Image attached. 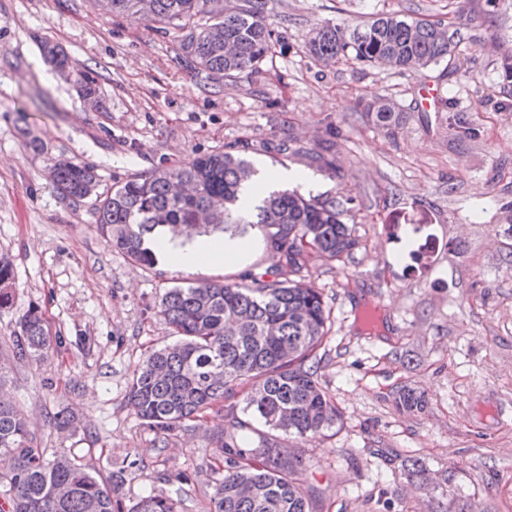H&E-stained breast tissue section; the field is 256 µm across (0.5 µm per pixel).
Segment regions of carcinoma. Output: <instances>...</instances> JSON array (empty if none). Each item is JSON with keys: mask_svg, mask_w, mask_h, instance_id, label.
<instances>
[{"mask_svg": "<svg viewBox=\"0 0 512 512\" xmlns=\"http://www.w3.org/2000/svg\"><path fill=\"white\" fill-rule=\"evenodd\" d=\"M106 16L165 24L180 32V48L195 66L215 77L252 74L268 58L274 30L268 0H244L228 9L224 0H93ZM442 21L390 13L352 30L326 23L308 41L310 54L330 64L340 59L400 70L436 63L456 50L455 34ZM388 132L400 124L391 105L369 108ZM251 161L229 152L198 154L175 168L134 176L94 199L96 222L112 246L134 263L153 268L150 242L162 230L180 236L224 232L242 236L258 230L277 258L273 269L251 275V283L195 281L168 289L159 315L176 340L144 355L133 372L128 400L152 430L168 433L224 401L243 394V406L227 409V424L215 440L224 461L210 512H316L317 488L304 477L300 457L280 451V437L320 434L340 420L318 372L319 350L330 310L321 289L305 281L311 265L352 255L358 239L344 222L352 199L307 197L297 189L254 191ZM53 183L68 200L88 198L98 186L95 169L62 161ZM11 261L0 257V310L13 305ZM16 355L43 359L51 343L35 308L19 321ZM398 403L421 411L425 400L402 387ZM267 427L262 431L253 422ZM243 431L257 433L254 448L238 443ZM14 458L0 472L5 488L0 512H122L117 481L105 482L66 452L47 455L24 415L0 393V454ZM133 512H176L173 499L158 492Z\"/></svg>", "mask_w": 512, "mask_h": 512, "instance_id": "1", "label": "carcinoma"}]
</instances>
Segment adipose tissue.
<instances>
[{
    "label": "adipose tissue",
    "mask_w": 512,
    "mask_h": 512,
    "mask_svg": "<svg viewBox=\"0 0 512 512\" xmlns=\"http://www.w3.org/2000/svg\"><path fill=\"white\" fill-rule=\"evenodd\" d=\"M153 247L158 254L163 255L182 270H190L197 266L220 263L230 259L242 261L248 255L245 241L229 239L221 236H201L190 242L172 238L168 232L157 234Z\"/></svg>",
    "instance_id": "ef3b65f1"
}]
</instances>
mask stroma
<instances>
[{"label":"stroma","instance_id":"obj_1","mask_svg":"<svg viewBox=\"0 0 512 512\" xmlns=\"http://www.w3.org/2000/svg\"><path fill=\"white\" fill-rule=\"evenodd\" d=\"M272 51L259 72L214 78L185 60L178 33L90 0H0V255L10 256L14 306L0 311L5 388L40 447L64 450L102 479L122 476L123 512L151 491L177 512H208L224 470L215 408L169 435L128 403L146 351L173 340L158 313L181 279L241 282L273 268L259 232L246 262L178 270L132 263L98 231L92 199H61L50 171L94 166L99 192L211 151H245L262 176L299 171L306 195L353 197L360 242L307 278L331 310L320 382L342 421L291 439L320 492V512H512V85L496 49L512 46V0H270ZM402 11L449 23L460 45L439 63L402 71L306 49L314 27H347ZM68 56L56 69L44 43ZM96 92H83L85 82ZM438 86L437 106L420 92ZM383 100L402 122L387 133L364 104ZM478 137L451 127L453 115ZM294 140L303 154L267 150ZM329 151L333 168L309 157ZM38 308L52 350L15 357L22 314ZM369 310L366 333L355 310ZM407 386L421 412L397 407ZM78 418L52 427L60 409ZM422 476L409 477L405 457Z\"/></svg>","mask_w":512,"mask_h":512}]
</instances>
